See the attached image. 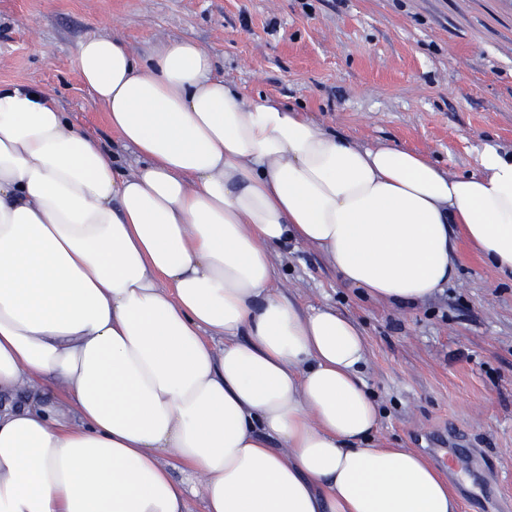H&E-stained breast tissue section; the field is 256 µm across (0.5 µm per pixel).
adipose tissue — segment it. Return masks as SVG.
Returning a JSON list of instances; mask_svg holds the SVG:
<instances>
[{
  "label": "adipose tissue",
  "mask_w": 512,
  "mask_h": 512,
  "mask_svg": "<svg viewBox=\"0 0 512 512\" xmlns=\"http://www.w3.org/2000/svg\"><path fill=\"white\" fill-rule=\"evenodd\" d=\"M77 67L138 162L0 86V512H460L378 441L363 331L299 309L274 255L404 306L454 274V226L512 273V155L457 175L247 98L194 39L99 35Z\"/></svg>",
  "instance_id": "adipose-tissue-1"
}]
</instances>
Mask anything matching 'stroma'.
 <instances>
[{
	"label": "stroma",
	"instance_id": "stroma-1",
	"mask_svg": "<svg viewBox=\"0 0 512 512\" xmlns=\"http://www.w3.org/2000/svg\"><path fill=\"white\" fill-rule=\"evenodd\" d=\"M103 34L142 56L160 38L195 39L244 96L455 174L485 146L512 152V0H0V83L52 96L128 167L136 156L74 58ZM274 263L299 307L330 305L362 328L378 438L443 473L435 437L460 438L472 453L448 486L461 512H512V276L461 238L454 279L404 310L339 287L317 248L289 245Z\"/></svg>",
	"mask_w": 512,
	"mask_h": 512
}]
</instances>
